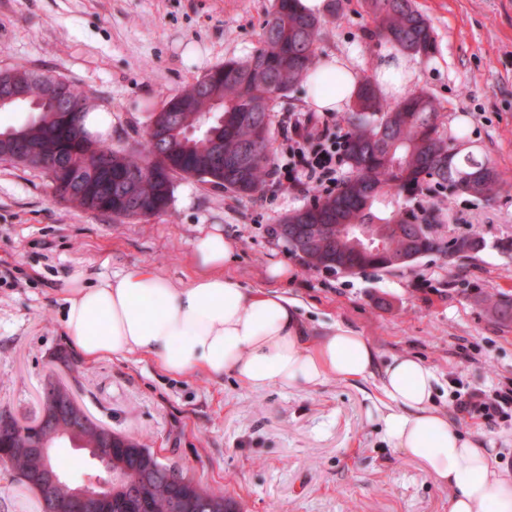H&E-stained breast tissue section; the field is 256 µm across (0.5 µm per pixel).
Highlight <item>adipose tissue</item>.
I'll list each match as a JSON object with an SVG mask.
<instances>
[{"mask_svg": "<svg viewBox=\"0 0 512 512\" xmlns=\"http://www.w3.org/2000/svg\"><path fill=\"white\" fill-rule=\"evenodd\" d=\"M304 83L310 105L333 112L352 102L357 79L331 57ZM192 255L199 271L183 283L146 264L94 282L75 273L61 314L69 346L88 362L149 360L174 377L230 373L257 390L379 375L394 406L383 418L386 435L451 490L448 512H512V477L496 473L491 454L435 411L428 365L406 356L378 366L370 342L342 324L311 332L288 296L225 275L233 243L221 231L200 234Z\"/></svg>", "mask_w": 512, "mask_h": 512, "instance_id": "obj_1", "label": "adipose tissue"}]
</instances>
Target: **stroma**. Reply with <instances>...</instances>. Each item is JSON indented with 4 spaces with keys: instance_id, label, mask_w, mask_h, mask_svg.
Instances as JSON below:
<instances>
[{
    "instance_id": "35a3bbf8",
    "label": "stroma",
    "mask_w": 512,
    "mask_h": 512,
    "mask_svg": "<svg viewBox=\"0 0 512 512\" xmlns=\"http://www.w3.org/2000/svg\"><path fill=\"white\" fill-rule=\"evenodd\" d=\"M437 35L425 60L403 58L407 87L441 102L459 147L489 159L502 178L488 202L424 199L440 240L477 232L487 247L470 264L432 253L409 267L335 275L305 268L271 230L311 195L264 185L241 197L193 178L174 180L167 212L123 222L55 197L40 170L0 162V409L34 419L44 382L61 379L113 432L137 438L167 464L233 498L240 512H448L450 490L379 429L387 402L378 377L255 391L232 376L174 378L142 360L85 361L60 318L76 272L88 280L147 264L179 282L194 271L201 231L232 237L228 269L245 286L298 300L313 328L349 326L379 363L416 356L437 377L436 408L453 416L457 394L512 386V322L489 303L512 295V0H415ZM275 0H0V70L49 71L112 115L111 143L138 147L152 112L208 70L260 46ZM317 54L356 76L373 75L388 46L370 36L359 0L321 16ZM294 276L269 279L270 263ZM457 428L512 474V417L480 413Z\"/></svg>"
}]
</instances>
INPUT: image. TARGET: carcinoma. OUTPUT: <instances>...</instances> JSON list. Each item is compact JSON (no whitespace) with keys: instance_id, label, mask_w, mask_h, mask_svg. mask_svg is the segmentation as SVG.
Here are the masks:
<instances>
[{"instance_id":"obj_1","label":"carcinoma","mask_w":512,"mask_h":512,"mask_svg":"<svg viewBox=\"0 0 512 512\" xmlns=\"http://www.w3.org/2000/svg\"><path fill=\"white\" fill-rule=\"evenodd\" d=\"M298 4L299 0H275L262 29L261 47L252 56L228 60L171 96L160 109V113L177 118L168 122L169 139L161 146L147 133L137 155L116 150L84 130L82 116L94 109V104L73 84L49 72L1 70L0 85L8 84L22 96L35 97L36 108L31 121L0 130V156L13 153L12 139L20 137L36 146L44 158L59 159L60 166L45 169L54 187L65 182L71 169L87 170L95 160L108 159V169L88 175L83 194H60L58 198L116 220L139 217L140 198L149 202L150 209L166 212L178 176L196 178L241 196L254 194L267 175L273 102L302 84L316 57L321 22L300 11ZM361 7L373 21L371 37L393 50L422 60L437 49L435 30L414 0H361ZM59 80L69 99L83 105V112L74 119L64 117L47 96ZM440 112L441 105L424 88L408 90L388 104L374 78L363 76L344 133L350 175L336 192L317 195L303 208L311 223L325 215L330 224H376L397 250H438V239L432 233L419 235L426 219L410 202L436 193L488 200L500 184V175L489 161L463 154L452 145L439 122ZM198 123L200 130L186 135ZM210 132L221 142L226 157L260 145L263 155L248 168L243 184L229 176L225 167L212 164L214 137L208 136ZM156 156L162 164L160 180L144 177L138 183H127L131 174ZM452 243L460 252L458 259L475 260L481 253L478 246L486 241L473 232L452 238ZM333 255L350 266L352 275L382 268L378 261L353 251L339 239L310 251L303 263L319 269ZM6 414L8 411H0V458L9 461L22 482L39 493L40 487L32 483L40 469V460L32 451L35 443L21 431L17 419L4 422ZM74 425L77 430L71 432L69 442L92 457L97 449H103L121 481L112 484L95 507L78 510L64 488H50L46 494L55 504L41 506V512H238L233 499L162 463L155 451L139 441L119 433L109 440L93 426L77 421Z\"/></svg>"}]
</instances>
